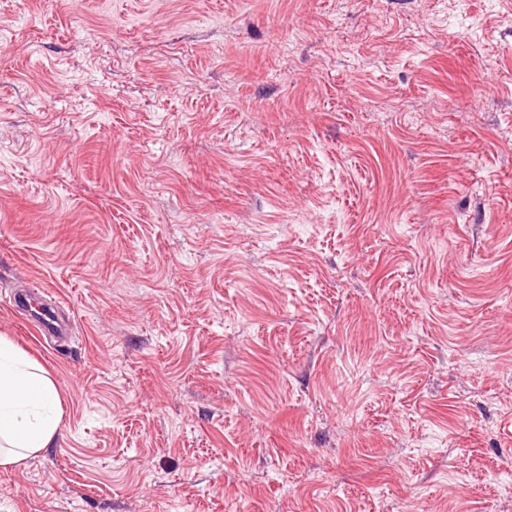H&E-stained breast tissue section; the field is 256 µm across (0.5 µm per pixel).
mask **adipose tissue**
<instances>
[{"label": "adipose tissue", "instance_id": "ef3b65f1", "mask_svg": "<svg viewBox=\"0 0 512 512\" xmlns=\"http://www.w3.org/2000/svg\"><path fill=\"white\" fill-rule=\"evenodd\" d=\"M59 424L54 381L9 338L0 336V467L53 447Z\"/></svg>", "mask_w": 512, "mask_h": 512}]
</instances>
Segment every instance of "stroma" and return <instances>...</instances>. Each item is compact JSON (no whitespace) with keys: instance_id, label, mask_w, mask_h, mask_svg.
Segmentation results:
<instances>
[{"instance_id":"1","label":"stroma","mask_w":512,"mask_h":512,"mask_svg":"<svg viewBox=\"0 0 512 512\" xmlns=\"http://www.w3.org/2000/svg\"><path fill=\"white\" fill-rule=\"evenodd\" d=\"M0 335V512H512V0H0ZM34 321L39 333L43 336H66L69 333V326L61 323L53 312L44 304L35 308ZM59 403L57 387L42 367L0 336V467L53 448Z\"/></svg>"}]
</instances>
